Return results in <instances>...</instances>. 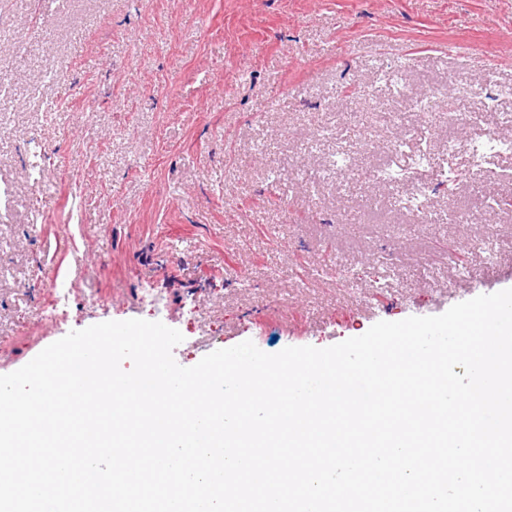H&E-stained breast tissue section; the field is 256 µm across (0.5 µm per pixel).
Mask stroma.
Masks as SVG:
<instances>
[{
    "label": "stroma",
    "mask_w": 512,
    "mask_h": 512,
    "mask_svg": "<svg viewBox=\"0 0 512 512\" xmlns=\"http://www.w3.org/2000/svg\"><path fill=\"white\" fill-rule=\"evenodd\" d=\"M512 29V0H0V182L12 191L0 226V375L70 331L145 319L184 336V367L250 340L274 354L325 348L375 323L435 316L512 288V155L488 175L442 112L428 116L431 159L457 174L419 223L398 198L413 179L369 178L393 128L429 87L470 86L462 112L512 116L482 92ZM465 41L464 54L447 50ZM402 65L409 98L381 75ZM42 87L31 97L30 85ZM369 87L370 98L350 94ZM365 114L373 139L354 177L309 193L341 126ZM321 126L339 138L306 142ZM47 157L45 189L28 180ZM466 221L449 222V208ZM490 238L495 259L474 248ZM392 259L383 271L378 256ZM70 292L55 317L52 283ZM164 296L154 309L143 290Z\"/></svg>",
    "instance_id": "stroma-1"
}]
</instances>
